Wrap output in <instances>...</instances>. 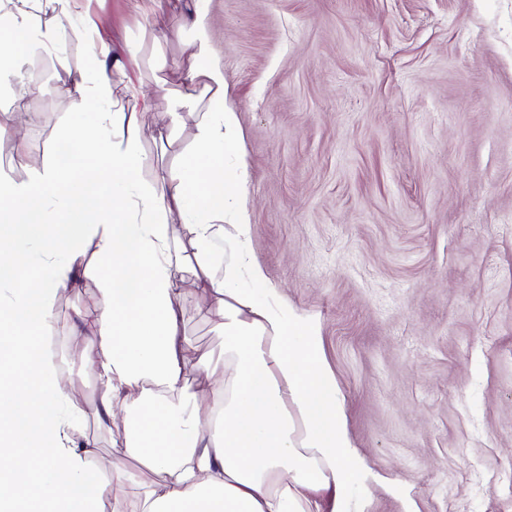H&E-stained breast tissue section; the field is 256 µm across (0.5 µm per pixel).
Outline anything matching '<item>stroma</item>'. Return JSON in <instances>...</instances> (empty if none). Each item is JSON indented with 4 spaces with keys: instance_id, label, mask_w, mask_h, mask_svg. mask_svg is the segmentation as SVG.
<instances>
[{
    "instance_id": "obj_1",
    "label": "stroma",
    "mask_w": 512,
    "mask_h": 512,
    "mask_svg": "<svg viewBox=\"0 0 512 512\" xmlns=\"http://www.w3.org/2000/svg\"><path fill=\"white\" fill-rule=\"evenodd\" d=\"M100 20L106 71L149 95L142 178L195 134L171 127L191 65L183 0H78ZM63 29L35 49L23 98L0 89V168L53 158L69 91L93 53ZM227 104L250 170L251 251L295 308L317 314L354 445L417 512H512V0H211ZM137 45L130 55L129 45ZM19 138H12V131ZM170 131L168 143L155 142ZM98 282L58 294L65 378L112 465L121 425L71 327ZM185 356L219 355L207 298L176 302Z\"/></svg>"
}]
</instances>
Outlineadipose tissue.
Instances as JSON below:
<instances>
[{"label":"adipose tissue","instance_id":"1","mask_svg":"<svg viewBox=\"0 0 512 512\" xmlns=\"http://www.w3.org/2000/svg\"><path fill=\"white\" fill-rule=\"evenodd\" d=\"M72 2L0 0V51L10 56L0 85L28 90L25 51L57 40L38 15L72 17ZM209 2L191 0L193 64L181 104L201 89L210 105L159 185L141 178L144 107L107 77L97 53L71 89L82 120L63 130L76 161H33L25 180L0 170V512H320L325 493L329 512H348L350 490L372 480L347 429L319 317L290 305L251 258L249 164L236 153L239 117L226 105ZM77 19L82 30L98 28ZM220 240L230 246L221 258ZM39 242L46 250L35 264L28 246ZM92 275L96 301L75 332L98 378L99 420L122 415L124 429L105 472L89 466L95 445L45 343L57 293ZM186 293L215 305L220 357L186 359L175 307ZM195 372L214 378L210 391L190 384ZM132 462L161 474L162 485L130 498Z\"/></svg>","mask_w":512,"mask_h":512}]
</instances>
